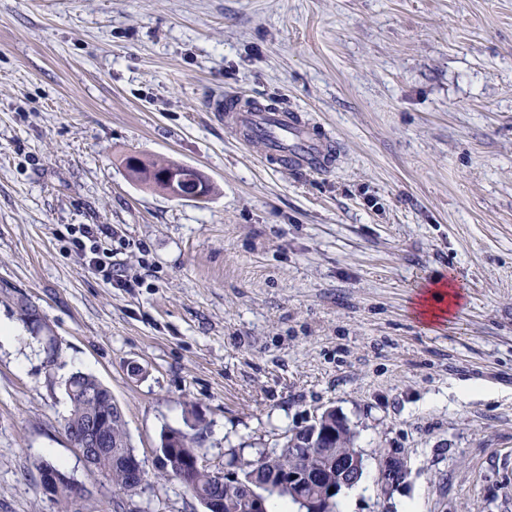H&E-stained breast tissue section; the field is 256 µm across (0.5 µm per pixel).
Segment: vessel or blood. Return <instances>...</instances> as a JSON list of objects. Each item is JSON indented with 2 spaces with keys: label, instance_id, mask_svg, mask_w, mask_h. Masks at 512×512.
Returning a JSON list of instances; mask_svg holds the SVG:
<instances>
[{
  "label": "vessel or blood",
  "instance_id": "vessel-or-blood-1",
  "mask_svg": "<svg viewBox=\"0 0 512 512\" xmlns=\"http://www.w3.org/2000/svg\"><path fill=\"white\" fill-rule=\"evenodd\" d=\"M208 108L223 120L228 133L262 144L269 165L322 173L333 164L329 137L293 109L247 104L237 96L221 94L209 99Z\"/></svg>",
  "mask_w": 512,
  "mask_h": 512
}]
</instances>
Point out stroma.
<instances>
[{"label":"stroma","mask_w":512,"mask_h":512,"mask_svg":"<svg viewBox=\"0 0 512 512\" xmlns=\"http://www.w3.org/2000/svg\"><path fill=\"white\" fill-rule=\"evenodd\" d=\"M217 93L296 108L331 169L267 165L206 111ZM134 153L218 191L140 187ZM71 224L117 227L138 284L69 253ZM440 277L464 300L428 325L413 304ZM0 319L20 330L0 343V512H60L41 461L82 512H202L156 477L189 406L214 471L333 407L363 454L354 512H512V0H0ZM77 371L123 411L134 496L64 430ZM39 475L40 489L43 493L53 497L71 483V478L68 475L50 463H46L42 466ZM71 486L73 488L75 484L71 483Z\"/></svg>","instance_id":"35a3bbf8"}]
</instances>
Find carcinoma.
<instances>
[{
	"mask_svg": "<svg viewBox=\"0 0 512 512\" xmlns=\"http://www.w3.org/2000/svg\"><path fill=\"white\" fill-rule=\"evenodd\" d=\"M125 168L132 181L179 199L195 198L194 188L202 177L199 170L173 160L141 155L126 157ZM66 386L71 409L64 418V426L69 428L93 417L109 418L112 455L94 462V469L105 476L112 485L113 493L132 494L133 475L128 464L131 443L123 412L112 398V392L94 376L82 372L71 374ZM202 423L203 420L193 408L185 410V424L189 430H176L179 434L177 457L191 460L200 458L196 430L200 429ZM303 431L314 434L313 450L291 451L285 444L278 451L262 452L253 459H242L238 481H225L201 465L188 467L171 459L161 465L158 478L178 481L196 498L210 496L219 499L222 512H250L248 494L243 488L245 484L260 488L269 482L273 473L295 470L309 479L308 490L318 494L320 488L336 482V471L340 469L341 461L347 457L363 459L361 451L355 448L353 429L348 425L336 427V409L333 407L325 409Z\"/></svg>",
	"mask_w": 512,
	"mask_h": 512,
	"instance_id": "1",
	"label": "carcinoma"
}]
</instances>
